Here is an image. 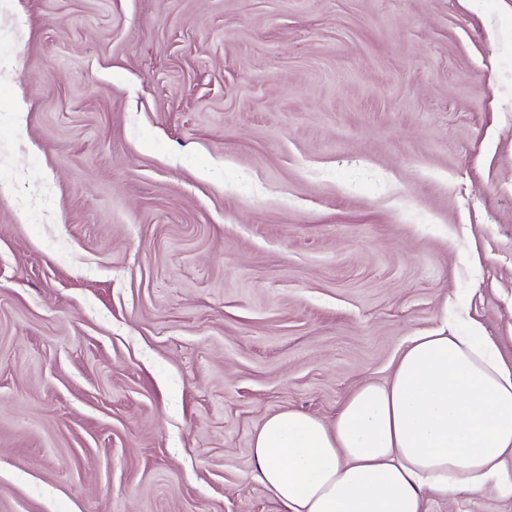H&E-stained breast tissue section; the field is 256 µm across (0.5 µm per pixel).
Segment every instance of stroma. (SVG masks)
Returning <instances> with one entry per match:
<instances>
[{"instance_id": "obj_1", "label": "stroma", "mask_w": 512, "mask_h": 512, "mask_svg": "<svg viewBox=\"0 0 512 512\" xmlns=\"http://www.w3.org/2000/svg\"><path fill=\"white\" fill-rule=\"evenodd\" d=\"M461 295L512 363V0H0V512H278Z\"/></svg>"}]
</instances>
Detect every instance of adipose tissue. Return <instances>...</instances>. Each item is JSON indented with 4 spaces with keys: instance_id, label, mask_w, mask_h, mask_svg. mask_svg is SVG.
Listing matches in <instances>:
<instances>
[{
    "instance_id": "adipose-tissue-1",
    "label": "adipose tissue",
    "mask_w": 512,
    "mask_h": 512,
    "mask_svg": "<svg viewBox=\"0 0 512 512\" xmlns=\"http://www.w3.org/2000/svg\"><path fill=\"white\" fill-rule=\"evenodd\" d=\"M282 512H424V498L512 500V364L477 322L410 339L391 380L360 384L333 423L293 409L252 440Z\"/></svg>"
}]
</instances>
